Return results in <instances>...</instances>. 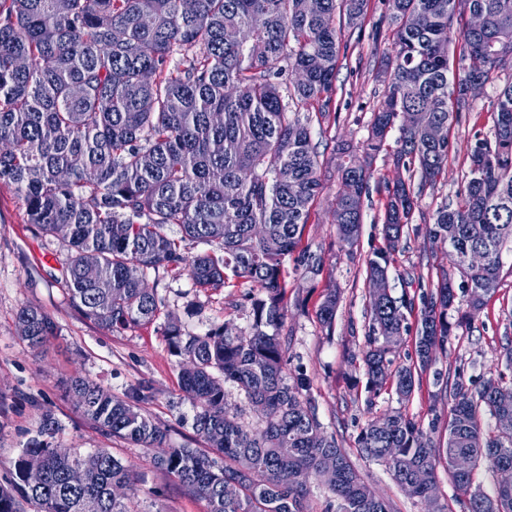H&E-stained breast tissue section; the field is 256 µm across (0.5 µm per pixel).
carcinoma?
<instances>
[{
  "instance_id": "obj_1",
  "label": "carcinoma",
  "mask_w": 512,
  "mask_h": 512,
  "mask_svg": "<svg viewBox=\"0 0 512 512\" xmlns=\"http://www.w3.org/2000/svg\"><path fill=\"white\" fill-rule=\"evenodd\" d=\"M462 0H387L394 54L387 90L373 111L366 140L333 148L340 185L332 223L352 246L362 223L372 162L385 153L409 172L388 190L385 246L367 261V276L388 277L391 255L412 223L425 187L448 165V126L469 106L470 81L487 83L512 61V0H468L487 21L473 33ZM367 0H0V181L15 185L28 222L71 247L65 278L71 303L88 320L113 332L149 324L158 300L146 274L180 265L195 287L218 289L229 276L256 292L245 334L224 324L203 334L167 322L171 355L179 358L181 390L194 410L203 448H174L168 430L145 416L141 389L122 398L83 377L68 391L97 430L153 451L156 468L206 504V512H312L309 483L325 485L338 512H394L374 494L346 449L327 433L303 382L284 375L286 257L318 271L321 259L300 248L309 209L319 194L322 162L312 145L310 120L291 118L280 79L289 72L288 96L319 105L332 101L341 55V26L353 27ZM462 73L455 74V63ZM402 113L417 115L397 125ZM399 137L394 148L388 138ZM469 171L456 202L425 225L433 243L448 245V264L434 292L421 296L415 363L394 371L395 390L409 397L452 335L448 310L459 286L469 308L482 309L496 291L502 248L512 242V82L496 100L494 138H478L467 154ZM216 245L191 258L165 233ZM484 252L480 267L467 263ZM460 275L454 285L452 273ZM339 302L328 294L317 316L332 327ZM407 294L369 297L372 326L363 361L368 388L388 379V337L408 331ZM22 340L37 350L56 334L41 308L17 313ZM248 403L265 407L254 433L229 412L224 384ZM451 417L434 442L399 411L370 420L358 439L361 454L383 463L411 497L428 500L437 465L465 452L467 472L447 468L469 496L468 512H512V486L490 497L472 490L477 471L512 467V374L478 387L456 374L450 385ZM494 427L484 430V418ZM33 467L44 472L38 488L26 482ZM83 467L89 480L69 482ZM135 476L106 449L86 456L55 452L32 441L15 464V479L0 485V512H135L129 497Z\"/></svg>"
}]
</instances>
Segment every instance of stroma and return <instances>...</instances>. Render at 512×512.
Here are the masks:
<instances>
[{
  "label": "stroma",
  "mask_w": 512,
  "mask_h": 512,
  "mask_svg": "<svg viewBox=\"0 0 512 512\" xmlns=\"http://www.w3.org/2000/svg\"><path fill=\"white\" fill-rule=\"evenodd\" d=\"M386 15L384 0H368L361 23L342 30L341 40L348 50L336 72L335 116L318 122L312 118L316 106L288 97L283 100L288 113L311 116L312 142L326 162L323 188L310 208L301 241L302 249L320 257L319 270L307 273L294 258L284 261L285 375L292 385L300 379L307 381V395L327 432L350 452L369 486L391 499L395 512H425V503L405 494L384 465L357 454V439L368 420L395 410L423 428H446L452 402L436 383V373L459 370L466 383L477 386L505 370V350L512 347V243L502 250L497 290L463 327L457 321L468 295L458 291L456 308L448 314L449 322L457 326L455 334L411 397L400 398L389 385L378 395H369L363 362L369 329L366 264L382 244L386 188L406 172L385 156L376 158L359 238L350 247L338 239L332 222L340 187L332 158L337 141L357 144L365 139L372 112L388 87L389 74L379 64L393 51ZM510 80L512 68L495 72L471 99L468 112L449 126L448 167L435 186L425 188L414 226L405 231L393 257L388 284L394 296L418 297L433 290L440 269L447 267L446 246L431 243L417 228L433 223L441 206L455 202L467 172V151L476 138L492 137L494 102ZM68 256L67 242L28 223L15 186L0 183V484L12 479L14 463L38 437L41 414L48 407L59 424L53 439L56 446L80 455L105 448L132 467L136 478L133 502L139 512H206L205 502L154 467L150 451L96 430L66 396L64 383L81 374L120 397L143 388L140 408L167 428L171 445L197 447L193 408L181 390L179 368L162 330L172 317L193 333L224 323L248 332L249 283L232 278L225 287L204 291L194 286L187 272L148 271L147 284L159 301L157 319L116 334L85 319L72 306L63 277ZM333 289L340 301L334 325L327 330L317 311L324 295ZM26 305L41 307L57 326L56 336L37 352L28 348L17 330L16 314Z\"/></svg>",
  "instance_id": "stroma-1"
}]
</instances>
